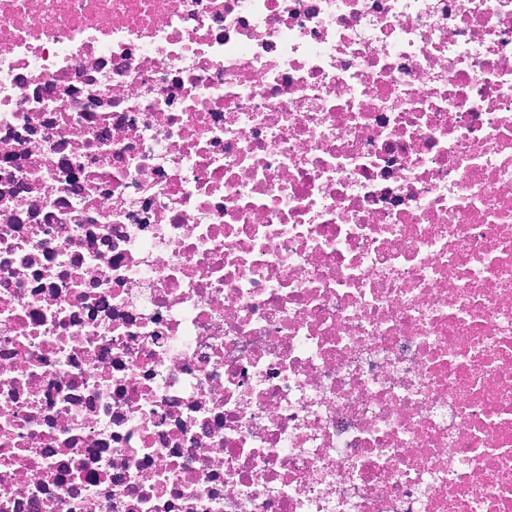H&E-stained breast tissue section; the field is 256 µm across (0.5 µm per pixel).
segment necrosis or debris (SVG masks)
Listing matches in <instances>:
<instances>
[{"label":"necrosis or debris","mask_w":512,"mask_h":512,"mask_svg":"<svg viewBox=\"0 0 512 512\" xmlns=\"http://www.w3.org/2000/svg\"><path fill=\"white\" fill-rule=\"evenodd\" d=\"M0 512H512V0H0Z\"/></svg>","instance_id":"4bbe7bcc"}]
</instances>
